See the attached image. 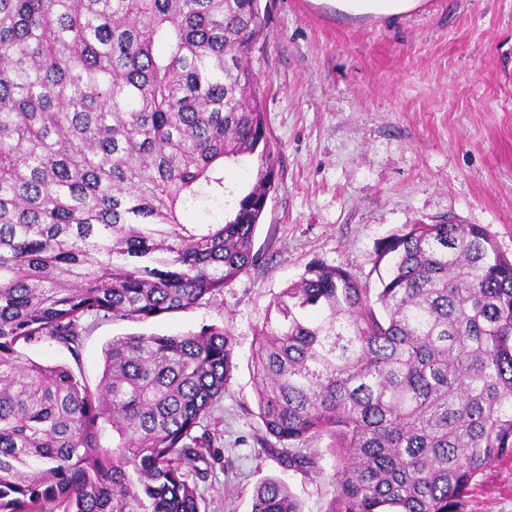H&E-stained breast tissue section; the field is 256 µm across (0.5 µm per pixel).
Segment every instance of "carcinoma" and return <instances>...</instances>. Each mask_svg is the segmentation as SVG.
Wrapping results in <instances>:
<instances>
[{
    "label": "carcinoma",
    "mask_w": 512,
    "mask_h": 512,
    "mask_svg": "<svg viewBox=\"0 0 512 512\" xmlns=\"http://www.w3.org/2000/svg\"><path fill=\"white\" fill-rule=\"evenodd\" d=\"M260 0H0V512H200L185 467L224 395L231 333L112 340L94 390L21 347L79 357L88 319L194 309L255 266L278 190L258 78ZM256 164L227 190L224 168ZM218 224H184L203 192ZM376 293L314 261L270 303L259 418L289 468L328 438V512H460L512 455V258L478 224H411ZM112 429V447L101 444ZM251 512H302L278 478Z\"/></svg>",
    "instance_id": "carcinoma-1"
}]
</instances>
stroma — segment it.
I'll return each mask as SVG.
<instances>
[{"instance_id":"stroma-1","label":"stroma","mask_w":512,"mask_h":512,"mask_svg":"<svg viewBox=\"0 0 512 512\" xmlns=\"http://www.w3.org/2000/svg\"><path fill=\"white\" fill-rule=\"evenodd\" d=\"M249 59L265 91L280 188L257 228L259 263L212 301L146 322L90 321L79 356L50 339L32 359L90 387L112 339L217 325L234 340L224 396L196 427L214 453L190 475L200 512H251L255 487L282 479L302 512H328L333 457L284 469L258 415L252 354L274 296L316 260L369 288L381 242L412 224H479L512 258V0H421L406 14L348 17L331 0H263ZM461 512H512V456L472 481Z\"/></svg>"}]
</instances>
